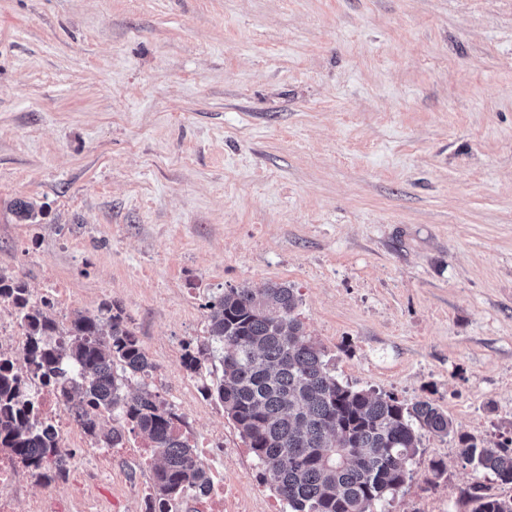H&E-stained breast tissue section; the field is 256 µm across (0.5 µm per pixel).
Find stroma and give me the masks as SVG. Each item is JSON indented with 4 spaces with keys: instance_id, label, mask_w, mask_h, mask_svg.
<instances>
[{
    "instance_id": "1",
    "label": "stroma",
    "mask_w": 512,
    "mask_h": 512,
    "mask_svg": "<svg viewBox=\"0 0 512 512\" xmlns=\"http://www.w3.org/2000/svg\"><path fill=\"white\" fill-rule=\"evenodd\" d=\"M0 268L119 305L250 512L288 506L205 393L228 288L288 283L340 381L512 438V0H0ZM478 481L512 496L426 433L382 512H470Z\"/></svg>"
}]
</instances>
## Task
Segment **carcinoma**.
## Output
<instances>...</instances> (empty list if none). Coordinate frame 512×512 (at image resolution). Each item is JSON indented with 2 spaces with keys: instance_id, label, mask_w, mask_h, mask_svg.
Returning a JSON list of instances; mask_svg holds the SVG:
<instances>
[{
  "instance_id": "1",
  "label": "carcinoma",
  "mask_w": 512,
  "mask_h": 512,
  "mask_svg": "<svg viewBox=\"0 0 512 512\" xmlns=\"http://www.w3.org/2000/svg\"><path fill=\"white\" fill-rule=\"evenodd\" d=\"M28 288L0 269V296L30 340L28 356L44 385L59 391L101 443L120 444L124 432H104L97 415L117 411L149 442L154 460L151 508L170 512L174 502L208 486L188 438L175 431L181 418L142 382L155 364L129 328L119 305L99 314L77 313L54 344L53 306L26 301ZM299 297L286 284L260 291L230 288L208 305L207 329L222 378L218 399L241 438L291 512H376L411 478L421 432L453 436L461 461L512 484V439L487 445L454 428L430 400L406 406L371 389L340 382L322 350L298 320ZM33 402L13 360L0 359V447L39 463L54 453L55 434L32 421ZM472 512H512V497L488 494L480 483L467 491Z\"/></svg>"
}]
</instances>
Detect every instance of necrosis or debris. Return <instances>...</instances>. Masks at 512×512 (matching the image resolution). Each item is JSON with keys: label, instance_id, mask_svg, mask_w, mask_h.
<instances>
[{"label": "necrosis or debris", "instance_id": "1", "mask_svg": "<svg viewBox=\"0 0 512 512\" xmlns=\"http://www.w3.org/2000/svg\"><path fill=\"white\" fill-rule=\"evenodd\" d=\"M25 388L37 405L40 420L56 430L59 446L52 458V471L48 474L9 449L0 448V512H54L56 490L53 477L77 471L82 473L83 481L68 485L67 512H106L95 490L112 479L111 470L102 465L103 460L111 458V448L93 445L83 454H76L67 440L79 433L81 427L62 397L46 387L38 375L30 372L25 375ZM27 484L39 486V493L20 497V490Z\"/></svg>", "mask_w": 512, "mask_h": 512}]
</instances>
